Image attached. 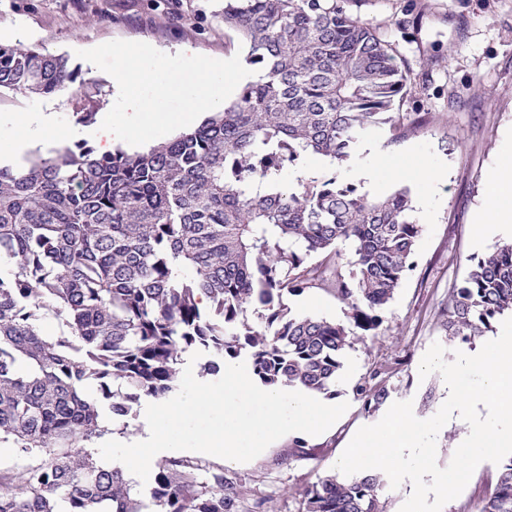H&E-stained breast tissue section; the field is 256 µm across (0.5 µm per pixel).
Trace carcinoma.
I'll return each mask as SVG.
<instances>
[{
  "label": "carcinoma",
  "mask_w": 512,
  "mask_h": 512,
  "mask_svg": "<svg viewBox=\"0 0 512 512\" xmlns=\"http://www.w3.org/2000/svg\"><path fill=\"white\" fill-rule=\"evenodd\" d=\"M358 2L224 0V28L259 77L223 110L145 151L78 142L0 166V443L38 459L21 485L0 482V512H141L88 444L109 433L103 409L131 418L171 392L190 349L209 356L207 373L246 354L263 387L336 395L351 328L289 297L332 291L352 328L375 331L421 233L406 187L376 197L334 174L283 178L309 155L342 167L363 136L403 125L411 67ZM2 89L93 102L67 59L34 48L0 45ZM45 308L66 327L55 340ZM508 311L511 242L448 297V331L466 341ZM357 395L371 411L389 391L367 382ZM387 483L328 473L305 489V512H385ZM240 497L224 473L177 458L150 488L156 512H239ZM481 512H512V458Z\"/></svg>",
  "instance_id": "obj_1"
}]
</instances>
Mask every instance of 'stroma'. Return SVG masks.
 <instances>
[{
    "mask_svg": "<svg viewBox=\"0 0 512 512\" xmlns=\"http://www.w3.org/2000/svg\"><path fill=\"white\" fill-rule=\"evenodd\" d=\"M361 15L382 24L398 58L410 64L401 112H427L432 120L397 137L385 130L361 138L336 176L355 181L360 165L375 173L370 194L409 188L422 226L414 266L381 309L376 335H351L336 382V398L348 409L331 430L307 440L305 453L289 455L288 436L246 463L188 453L237 484L241 512H304L303 489L333 470L360 427L384 415L364 410L356 396L364 381L387 387L391 401H412L418 418L439 410L448 388L440 374L420 378L423 355L437 342L450 361L483 342L449 335L448 296L478 258L512 240L508 232L477 230L488 175L512 158V0H366ZM223 17L224 0H0V29L13 33L9 45L67 58L78 81L98 85L104 106L112 95L108 75L86 66L80 50L126 40L171 55L187 45L226 60L246 47L225 30ZM418 165L431 169V178L408 179L407 169ZM498 474L497 464L481 463L442 512H480Z\"/></svg>",
    "mask_w": 512,
    "mask_h": 512,
    "instance_id": "1",
    "label": "stroma"
}]
</instances>
